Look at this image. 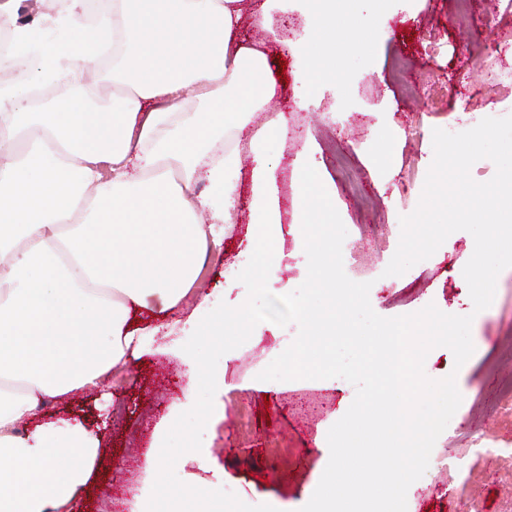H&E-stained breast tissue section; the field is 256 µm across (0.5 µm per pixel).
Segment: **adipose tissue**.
Instances as JSON below:
<instances>
[{
    "mask_svg": "<svg viewBox=\"0 0 512 512\" xmlns=\"http://www.w3.org/2000/svg\"><path fill=\"white\" fill-rule=\"evenodd\" d=\"M84 0L17 26L22 69L0 85V512H59L90 477L98 437L78 422L40 421L47 399L96 386L149 346L129 317L158 297L176 309L206 255L224 243L238 210L236 153H215L221 129L242 135L276 86L267 55L241 34L263 27L269 0H112L89 15ZM348 0H314L318 31L364 30ZM70 32L67 46L35 33ZM120 35L99 100L100 39ZM64 92L34 105L31 94ZM199 107L188 112L185 96ZM278 166L256 148V197L245 262L229 282L254 274L265 287L279 255L272 192ZM207 180L211 195L194 187ZM212 213L201 223L198 212Z\"/></svg>",
    "mask_w": 512,
    "mask_h": 512,
    "instance_id": "adipose-tissue-1",
    "label": "adipose tissue"
}]
</instances>
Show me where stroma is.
I'll list each match as a JSON object with an SVG mask.
<instances>
[{"mask_svg":"<svg viewBox=\"0 0 512 512\" xmlns=\"http://www.w3.org/2000/svg\"><path fill=\"white\" fill-rule=\"evenodd\" d=\"M472 23L457 25L454 0H352L359 16L380 20L361 37L336 35L332 51L343 59L335 80L308 78L314 57L283 51L280 41H305L313 24L304 0H271L268 27L244 26L242 34L264 44L274 74L283 75L277 95L250 125L262 139L265 125L287 113L290 125L310 135L267 142L279 164L277 197L281 214L278 248L282 259L272 287L297 289L307 275L304 245L296 232L302 215L294 205L299 170L294 160L306 151L347 229L350 256L346 275L371 282L375 311L383 317L415 313L428 304L442 312L473 315L475 352L455 367L452 352L433 348L425 373L438 380L455 374L462 403L438 437L424 475L407 492V512H512V268L503 270L491 306L474 312L463 269L474 251L468 232L448 236L427 260L400 276L385 269L396 252L401 216L412 213L433 161L432 131L473 128L487 117L512 115V55L476 57L474 38L512 43V0H471ZM308 100L305 110L295 101ZM243 205L224 236L219 256L205 260L195 286L182 302L199 327L185 333L205 367L223 370L224 383L201 386L196 403L160 436L156 425L183 398L178 359L169 353L144 355L112 369L98 386L47 400L45 419L82 423L101 440L95 469L63 512H132L131 486L144 482L145 455L167 442L168 461L149 489L153 505L167 503V488L202 478L218 493L199 500L201 512H299L328 463L317 448L356 389L341 378L281 381L276 391L256 388L260 366L271 348L297 335L296 324H258L237 343V356L224 362L222 343L209 337L212 313L234 305L241 287L224 288V269L246 244L251 187L241 181ZM204 457L200 470L196 457ZM232 489L224 497V489Z\"/></svg>","mask_w":512,"mask_h":512,"instance_id":"1","label":"stroma"}]
</instances>
